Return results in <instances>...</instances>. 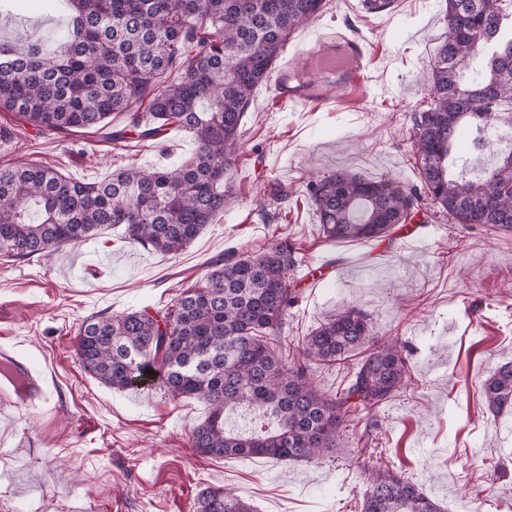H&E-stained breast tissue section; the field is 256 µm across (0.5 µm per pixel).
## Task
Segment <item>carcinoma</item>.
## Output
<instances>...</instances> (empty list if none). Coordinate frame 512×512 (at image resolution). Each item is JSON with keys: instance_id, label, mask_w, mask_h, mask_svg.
<instances>
[{"instance_id": "obj_1", "label": "carcinoma", "mask_w": 512, "mask_h": 512, "mask_svg": "<svg viewBox=\"0 0 512 512\" xmlns=\"http://www.w3.org/2000/svg\"><path fill=\"white\" fill-rule=\"evenodd\" d=\"M70 27L58 45L0 41V112L42 134L68 137L124 125L114 142L161 143L188 132L192 156L175 168L131 163L98 182L55 168H0V255L58 252L102 228L150 251L175 256L224 212V173L241 146V125L256 87L284 45L321 13L325 0H65ZM447 33L430 70L428 108L414 116L417 167L425 195L454 223L512 233V150L472 180L450 161L461 130L475 148L491 133L512 134V0H446ZM175 73L171 82L162 80ZM146 109H141L142 105ZM319 234L376 240L414 219L422 196L397 179L333 171L311 180ZM299 244L275 240L262 251L229 252L164 309L87 317L79 329L84 369L116 390L157 387L205 402L192 448L212 458L263 456L311 463L412 385L405 345L378 340L366 315L348 308L297 343L283 344L297 302ZM356 363L346 387L326 394L310 378L317 364ZM153 373H145L146 369ZM487 407L512 408V362L483 385ZM244 408L249 430L228 426ZM364 429L349 449L374 460L360 512H442L419 485L389 467ZM199 512H251L222 489L201 494Z\"/></svg>"}]
</instances>
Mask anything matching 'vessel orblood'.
Segmentation results:
<instances>
[{
    "mask_svg": "<svg viewBox=\"0 0 512 512\" xmlns=\"http://www.w3.org/2000/svg\"><path fill=\"white\" fill-rule=\"evenodd\" d=\"M367 55L365 40L329 26L304 36L298 49L286 54L274 73L275 98L283 105L335 104L337 95L330 88L329 76L338 77L339 87L358 89ZM0 364L7 368L0 375V388L14 387L18 398L26 403L43 398L44 381L31 362L1 349Z\"/></svg>",
    "mask_w": 512,
    "mask_h": 512,
    "instance_id": "vessel-or-blood-1",
    "label": "vessel or blood"
}]
</instances>
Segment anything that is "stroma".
Returning <instances> with one entry per match:
<instances>
[{"mask_svg": "<svg viewBox=\"0 0 512 512\" xmlns=\"http://www.w3.org/2000/svg\"><path fill=\"white\" fill-rule=\"evenodd\" d=\"M311 19L369 44L362 87L332 106H284L271 84L254 91L242 147L224 175L222 214L178 255H161L105 228L66 258L0 257V347L30 360L46 379L34 407L0 395V512H197L207 488L237 493L253 512H360L365 470L338 452L294 465L266 457L208 458L191 432L208 414L193 398L117 391L78 356L84 318L169 306L230 249L248 252L287 236L301 247L300 293L286 340L357 307L381 338L411 351L414 387L376 415L375 446L445 512H512V411L492 413L481 388L512 362V235L463 228L446 215L412 223L383 241H327L306 194L310 177L348 170L419 187L413 115L429 103L425 74L442 42L445 0H327ZM66 11L16 0L0 11V37L51 40ZM0 166L48 164L97 182L134 163L178 165L192 137L172 130L161 147L115 143L99 133L39 136L0 112ZM288 197L273 201L277 186Z\"/></svg>", "mask_w": 512, "mask_h": 512, "instance_id": "1", "label": "stroma"}]
</instances>
